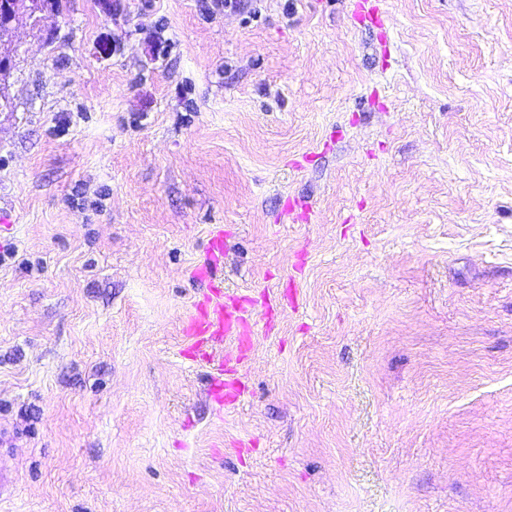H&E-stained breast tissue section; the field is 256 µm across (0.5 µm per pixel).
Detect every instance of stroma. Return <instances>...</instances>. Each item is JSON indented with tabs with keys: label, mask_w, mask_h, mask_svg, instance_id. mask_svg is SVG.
Here are the masks:
<instances>
[{
	"label": "stroma",
	"mask_w": 512,
	"mask_h": 512,
	"mask_svg": "<svg viewBox=\"0 0 512 512\" xmlns=\"http://www.w3.org/2000/svg\"><path fill=\"white\" fill-rule=\"evenodd\" d=\"M239 2L19 18L0 512H512V0ZM209 254L213 267L199 273L200 278L209 280L208 293L195 303L194 310L186 317L183 331L195 359L209 360V350L215 341L235 343V349L232 348L216 362L217 375L213 376L210 388L211 396L217 403H232L239 396L241 385L233 377L235 369L231 364L241 360L244 336L248 334L251 323L248 309L254 303L239 297L224 300L222 282L213 277L212 268H217L220 259L224 258L223 232H217L211 237Z\"/></svg>",
	"instance_id": "stroma-1"
}]
</instances>
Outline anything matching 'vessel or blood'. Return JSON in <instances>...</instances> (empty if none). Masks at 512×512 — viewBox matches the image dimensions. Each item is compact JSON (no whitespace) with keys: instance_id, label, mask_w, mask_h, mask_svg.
I'll return each instance as SVG.
<instances>
[{"instance_id":"vessel-or-blood-1","label":"vessel or blood","mask_w":512,"mask_h":512,"mask_svg":"<svg viewBox=\"0 0 512 512\" xmlns=\"http://www.w3.org/2000/svg\"><path fill=\"white\" fill-rule=\"evenodd\" d=\"M200 276L207 279L208 291L187 316L184 334L190 342L191 355L196 359H209L213 342H232V350L215 364L217 374L213 376L210 388L217 403H231L241 392L233 366L241 360L240 347L249 330L251 303L239 297L225 298L223 285L214 279L211 270H202Z\"/></svg>"}]
</instances>
